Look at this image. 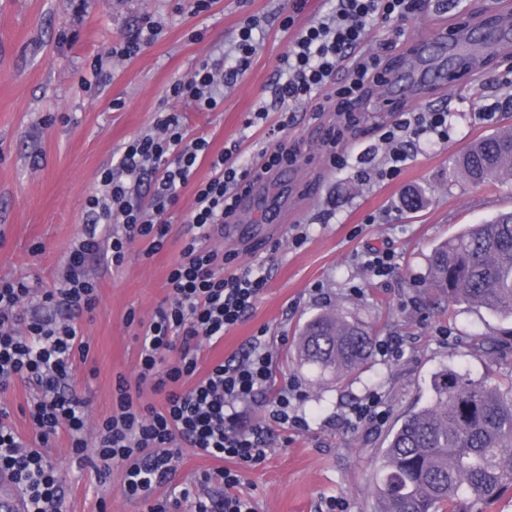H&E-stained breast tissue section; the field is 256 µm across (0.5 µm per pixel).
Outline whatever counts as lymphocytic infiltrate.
Returning a JSON list of instances; mask_svg holds the SVG:
<instances>
[{
    "label": "lymphocytic infiltrate",
    "instance_id": "lymphocytic-infiltrate-1",
    "mask_svg": "<svg viewBox=\"0 0 512 512\" xmlns=\"http://www.w3.org/2000/svg\"><path fill=\"white\" fill-rule=\"evenodd\" d=\"M422 6L423 0H336L331 13L305 26L278 59L273 94L288 114L271 126L262 106L244 122L248 129L268 127L269 144L259 150L258 164L240 162L235 146L212 153L209 141L194 134L182 114L160 111L153 132L134 137L115 163L100 170L97 188L83 201V229L53 285L41 288L25 277L0 276V395L19 383L33 391L22 410L30 436L18 432L10 407L0 402V472L10 475L27 512H62L64 486L47 453L62 431L79 461L104 474L120 469L124 496L149 502V512H178L184 504L189 512H255L252 500L238 491L244 468L266 459L276 428L302 430L307 422L296 412L297 388L274 381L266 329L239 355L200 370L202 345L218 344L242 322L269 280L261 264L232 270L231 254L212 242L234 220L243 193L297 162L299 145L280 137L293 110L308 106L337 114L343 130L328 133L323 145L333 167L347 166L353 156L340 146L343 132L354 130L358 103L371 98L397 67L396 60L364 45L375 27L388 24L387 44L400 46L406 38L403 21ZM258 29V21L247 18L222 57L202 60L190 76L175 81L171 97L201 112L223 107L225 88L237 83L257 51ZM453 128L447 107H396L394 120L380 128V162L366 149L354 156L373 165L360 170L361 181L396 178L416 145L447 142ZM204 161L210 176L193 183ZM190 184L194 209L181 258L167 277L169 294L149 318L127 315L139 330L135 375L118 377L110 414L91 419L89 403L73 382L89 352L79 319L98 303L94 268L122 266L136 243L150 254L162 251L170 232L166 214ZM270 388L275 395L263 413L244 423L245 412ZM146 389L160 395L161 404L142 402ZM186 448L218 460L200 480L218 481L223 498L174 483Z\"/></svg>",
    "mask_w": 512,
    "mask_h": 512
}]
</instances>
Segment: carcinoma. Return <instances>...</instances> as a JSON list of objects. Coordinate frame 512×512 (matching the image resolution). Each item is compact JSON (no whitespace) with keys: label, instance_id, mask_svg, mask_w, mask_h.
Listing matches in <instances>:
<instances>
[{"label":"carcinoma","instance_id":"1","mask_svg":"<svg viewBox=\"0 0 512 512\" xmlns=\"http://www.w3.org/2000/svg\"><path fill=\"white\" fill-rule=\"evenodd\" d=\"M512 168V128L473 141L452 177L481 184ZM427 293L434 303H464L512 314V212L473 224L437 244L428 256ZM370 333L339 313L308 321L295 352L301 366L338 381L372 354ZM433 396L401 418L381 449L373 479L377 512H475L512 484V380L491 385L447 369Z\"/></svg>","mask_w":512,"mask_h":512}]
</instances>
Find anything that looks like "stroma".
Here are the masks:
<instances>
[{
    "instance_id": "1",
    "label": "stroma",
    "mask_w": 512,
    "mask_h": 512,
    "mask_svg": "<svg viewBox=\"0 0 512 512\" xmlns=\"http://www.w3.org/2000/svg\"><path fill=\"white\" fill-rule=\"evenodd\" d=\"M193 0H0V274L24 276L51 286L64 257L81 233V204L97 186L100 169L111 164L133 137L152 127L157 113H183L189 128L206 136L213 152L239 144L242 161H252L264 141V127L244 140V122L267 105L273 112L272 85L280 55L299 31L317 20L333 0H217L211 11L193 14ZM512 14V0H444L426 7L406 25L410 43L449 33L466 23L482 47L483 64L447 84L429 78L413 83L409 107L448 106L456 129L448 144L421 146L391 181L362 183L360 165L329 167L318 145L334 113L297 112L282 136L305 141L308 151L284 170L271 194L285 205L280 224L254 227L248 241L224 238L234 268L258 263L270 279L249 317L215 347H203L200 368L245 349L259 328H268L277 378L294 380L302 398L304 431H277L264 462L246 468L239 488L256 512H323L326 502L344 512H374L372 475L388 431L411 409L431 398L434 376L454 369L472 378L494 373L512 377V320L465 304L431 305L425 291L427 257L433 246L466 224H479L512 211V178L475 185L449 179L454 158L475 139L512 126V104L498 82L512 69V30L485 50L493 20ZM294 24L284 27L285 17ZM261 26L262 46L238 81L224 91V106L198 112L170 98L169 89L204 58L221 53L247 18ZM152 20L161 26L155 42L134 58L116 62L106 53L130 30ZM103 76L91 83L95 61ZM120 108H113V101ZM494 120H484L489 108ZM423 189L424 208L407 211L402 197ZM194 188L182 189L167 214V246L144 256L134 245L122 268L100 279V302L80 321L90 351L79 365L75 386L90 401L92 418L112 410L117 376L133 377L139 347L129 311L149 317L166 298V279L179 260ZM383 214L379 224L368 214ZM307 230L302 246L292 243L294 225ZM390 246L398 265L375 278L360 265L371 247ZM332 309L367 326L375 341L390 343L394 356L372 355L357 374L325 380L296 367L294 341L315 314ZM499 339L494 353L474 350L473 339ZM381 397L384 415L352 428L342 419L369 392ZM62 473L66 512H148L145 501L127 500L122 475L107 480L82 466L59 434L49 450Z\"/></svg>"
}]
</instances>
